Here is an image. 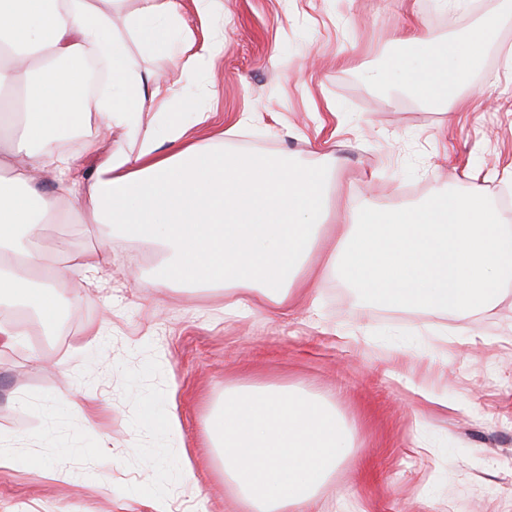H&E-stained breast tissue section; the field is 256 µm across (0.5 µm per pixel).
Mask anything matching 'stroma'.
<instances>
[{
    "mask_svg": "<svg viewBox=\"0 0 512 512\" xmlns=\"http://www.w3.org/2000/svg\"><path fill=\"white\" fill-rule=\"evenodd\" d=\"M498 26L474 71L479 98L455 111L430 105L371 72L414 54L394 38L416 20L435 41ZM222 57L166 63L176 97L144 121L171 119L194 138L224 134V150L278 153L301 164L336 156L331 201L354 193L377 211L462 195L465 172L485 177L491 202L512 192V0H224ZM206 113L197 123L198 113ZM238 134L229 127L241 118ZM112 247V264L55 328L29 323L23 346L0 354V435L18 437L0 468V512H148L144 482L193 512L176 471L190 460L209 512H226L224 462L208 434L225 390L261 381L330 400L353 446L319 495L320 512H512V289L467 316L362 302L340 279L319 283L309 321L300 297L271 316L256 299L224 317V289L157 288L151 244L108 224L51 223L40 241L58 261ZM97 326L95 344L85 328ZM40 359H33V352ZM93 398L100 434L86 436L58 395ZM178 414L183 445L157 423ZM44 463L55 479H32ZM104 471L111 491L91 479Z\"/></svg>",
    "mask_w": 512,
    "mask_h": 512,
    "instance_id": "stroma-1",
    "label": "stroma"
}]
</instances>
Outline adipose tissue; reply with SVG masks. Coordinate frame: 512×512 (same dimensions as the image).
<instances>
[{
	"label": "adipose tissue",
	"instance_id": "obj_1",
	"mask_svg": "<svg viewBox=\"0 0 512 512\" xmlns=\"http://www.w3.org/2000/svg\"><path fill=\"white\" fill-rule=\"evenodd\" d=\"M189 5L209 17L221 13L220 0H135L129 11L122 0L105 8L96 0H0V45L14 49L0 61V90L25 93L14 134L0 144V353L28 333L15 310L51 323L73 269L85 284L70 296L79 304L95 273L112 263L98 248L48 264L38 242L46 218L57 217L65 200L69 214L87 223L114 224L131 239L159 245L165 259L153 272L156 287L235 289L224 304L229 317L249 313L253 292L287 311L291 287L327 222L337 160L328 153L317 165L292 167L279 154L227 153L210 140L189 141L188 127L176 119L161 137L144 126L143 113L166 110L176 91L145 72L142 57L171 56ZM496 24L485 18L465 41L443 43L411 28L406 41L418 51L398 58V76L422 99L446 104L466 87ZM90 55L107 64L112 87L74 110L71 96L85 72L49 62ZM77 111L120 142L88 180L76 157L96 155L97 138L83 137L76 155L63 147ZM127 142L138 143L137 152L125 151ZM38 173L54 182L53 192L35 188ZM336 227L321 277H342L368 302L465 315L492 308L512 288V228L480 184L462 196L443 190L424 206L382 214L352 195ZM210 437L224 449V472L246 512H308L351 446L327 400L268 384L226 392Z\"/></svg>",
	"mask_w": 512,
	"mask_h": 512
}]
</instances>
